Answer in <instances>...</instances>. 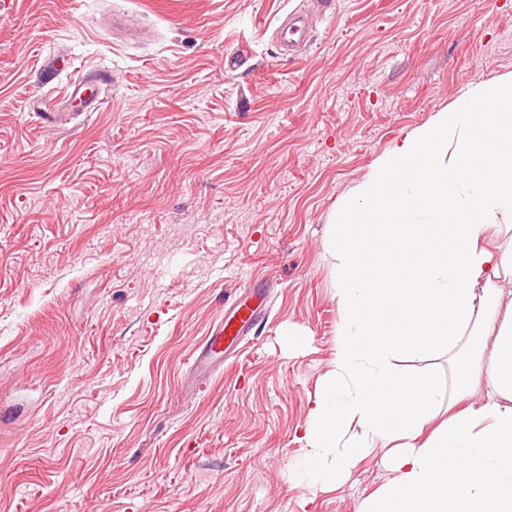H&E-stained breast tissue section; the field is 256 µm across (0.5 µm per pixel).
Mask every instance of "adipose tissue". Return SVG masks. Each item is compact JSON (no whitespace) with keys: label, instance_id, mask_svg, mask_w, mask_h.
Returning <instances> with one entry per match:
<instances>
[{"label":"adipose tissue","instance_id":"adipose-tissue-1","mask_svg":"<svg viewBox=\"0 0 512 512\" xmlns=\"http://www.w3.org/2000/svg\"><path fill=\"white\" fill-rule=\"evenodd\" d=\"M511 232L512 76L380 155L331 225L336 351L293 451L311 489L377 453L357 512H512V250L485 241Z\"/></svg>","mask_w":512,"mask_h":512}]
</instances>
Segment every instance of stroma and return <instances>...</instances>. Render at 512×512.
I'll return each instance as SVG.
<instances>
[{
    "label": "stroma",
    "mask_w": 512,
    "mask_h": 512,
    "mask_svg": "<svg viewBox=\"0 0 512 512\" xmlns=\"http://www.w3.org/2000/svg\"><path fill=\"white\" fill-rule=\"evenodd\" d=\"M89 71L102 108L43 129ZM508 74L512 0H0V512H357L378 458L316 493L290 453L336 347L328 226ZM243 301L264 320L191 380Z\"/></svg>",
    "instance_id": "1"
}]
</instances>
